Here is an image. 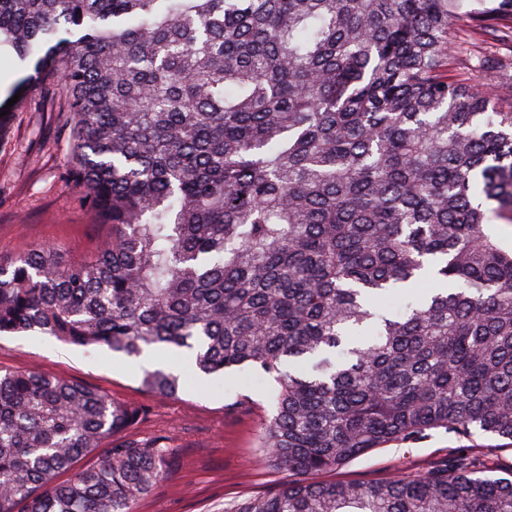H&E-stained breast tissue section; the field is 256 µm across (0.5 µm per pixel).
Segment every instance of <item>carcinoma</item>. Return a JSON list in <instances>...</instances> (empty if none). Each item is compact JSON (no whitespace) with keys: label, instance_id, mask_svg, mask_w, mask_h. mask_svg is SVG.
<instances>
[{"label":"carcinoma","instance_id":"1","mask_svg":"<svg viewBox=\"0 0 512 512\" xmlns=\"http://www.w3.org/2000/svg\"><path fill=\"white\" fill-rule=\"evenodd\" d=\"M512 0H0V50L75 142L63 180L112 234L0 262V335L264 381L268 467L233 512H512V472L459 462L324 482L443 429L512 441ZM475 59L470 74L461 57ZM431 278L444 287L409 295ZM182 373L145 368L149 393ZM143 410L0 369V512H135L170 471ZM110 447L70 481L59 475Z\"/></svg>","mask_w":512,"mask_h":512}]
</instances>
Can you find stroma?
Masks as SVG:
<instances>
[{
    "mask_svg": "<svg viewBox=\"0 0 512 512\" xmlns=\"http://www.w3.org/2000/svg\"><path fill=\"white\" fill-rule=\"evenodd\" d=\"M69 149L54 113L35 103L14 113L10 131L0 141V261H9L34 242L56 244L84 257L111 234V227L98 223L77 192L64 185L61 170ZM1 366L77 382L145 408V418L129 438L168 437L175 467L138 502L137 512H230L245 499L274 493L287 479L262 461L258 438L269 410L262 383L228 377L206 385L189 378L177 396L152 394L141 387L138 364L46 336L0 337ZM458 460L503 476L512 472V443L437 430L414 443L372 450L332 478L377 482Z\"/></svg>",
    "mask_w": 512,
    "mask_h": 512,
    "instance_id": "1",
    "label": "stroma"
}]
</instances>
